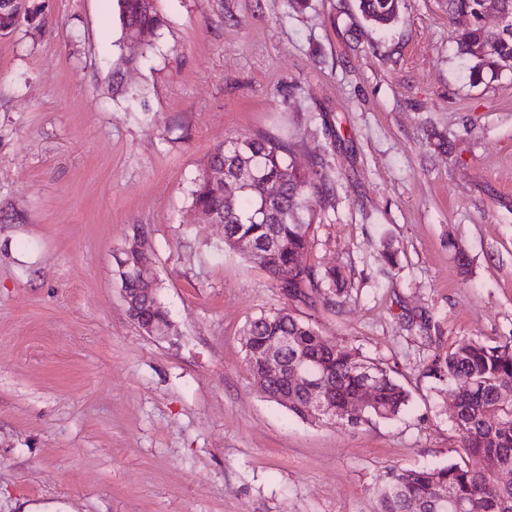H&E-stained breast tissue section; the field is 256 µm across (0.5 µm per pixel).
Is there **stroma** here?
<instances>
[{
	"mask_svg": "<svg viewBox=\"0 0 512 512\" xmlns=\"http://www.w3.org/2000/svg\"><path fill=\"white\" fill-rule=\"evenodd\" d=\"M28 5L0 37V512H379L389 467L453 461L424 369L512 334V69L471 77L445 0L385 29L357 0H158L146 49L114 0ZM242 135L324 158L310 260L350 294L300 317L389 369L397 416L304 421L258 389L243 331L285 301L191 211ZM137 224L165 338L122 297Z\"/></svg>",
	"mask_w": 512,
	"mask_h": 512,
	"instance_id": "stroma-1",
	"label": "stroma"
}]
</instances>
